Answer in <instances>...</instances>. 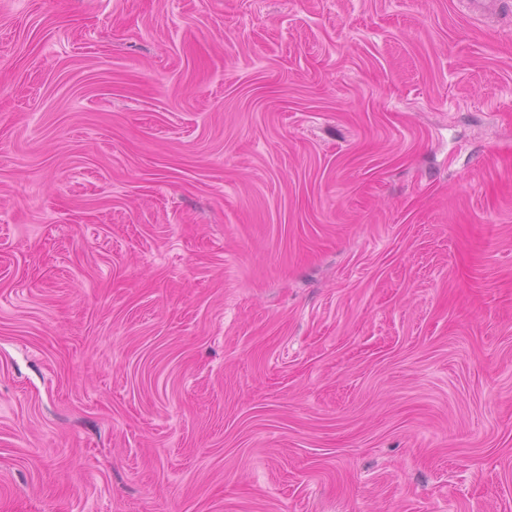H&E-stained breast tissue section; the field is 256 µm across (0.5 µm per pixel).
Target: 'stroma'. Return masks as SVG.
Returning a JSON list of instances; mask_svg holds the SVG:
<instances>
[{
    "label": "stroma",
    "instance_id": "1",
    "mask_svg": "<svg viewBox=\"0 0 512 512\" xmlns=\"http://www.w3.org/2000/svg\"><path fill=\"white\" fill-rule=\"evenodd\" d=\"M0 512H512V0H0Z\"/></svg>",
    "mask_w": 512,
    "mask_h": 512
}]
</instances>
